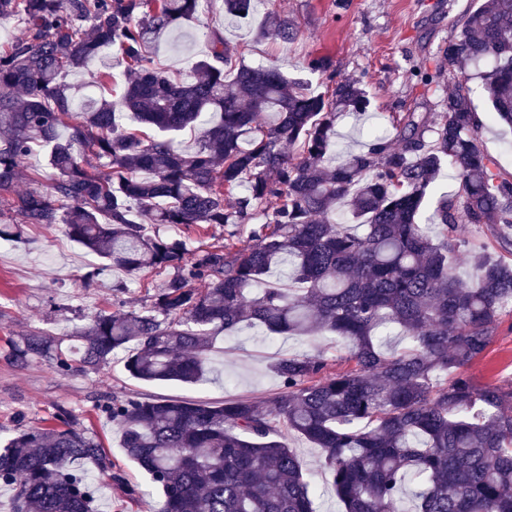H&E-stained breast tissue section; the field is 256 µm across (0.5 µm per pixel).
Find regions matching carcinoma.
Masks as SVG:
<instances>
[{
	"label": "carcinoma",
	"mask_w": 512,
	"mask_h": 512,
	"mask_svg": "<svg viewBox=\"0 0 512 512\" xmlns=\"http://www.w3.org/2000/svg\"><path fill=\"white\" fill-rule=\"evenodd\" d=\"M203 0H0L27 32L0 51V205L21 224H64L69 236L129 274L169 272L140 312L95 314L63 339L31 332L10 344L17 365L46 360L59 373L97 372L119 351L135 379L196 385L221 335L330 332L349 343L332 371L297 354L273 369L284 392L210 405L166 397L96 405L121 432L129 459L160 491L153 512H316L315 488L288 434L320 450L339 512H512V390L475 385L462 369L487 350L512 313V262L470 249L476 270L457 274L453 230L512 228V180L492 169L468 94L467 69L512 129V0L467 12L440 48L461 80L443 111L391 116L394 134L342 151L336 123L367 114L360 80L328 76L327 93L272 66L234 58L213 34L185 79L155 66L149 48L194 20ZM257 0H224L246 19ZM256 38L296 35L269 12ZM127 65L118 99L77 112L66 78L104 48ZM443 74L412 70L428 86ZM196 135L189 151L176 136ZM51 174L15 190L33 146ZM458 194H443L421 223L443 167ZM238 193L235 204L226 197ZM148 224L187 229L249 224L246 243L191 249ZM286 280L270 282L274 269ZM201 279L206 287H193ZM399 331L407 344L383 348ZM34 428L0 441V483L10 512H93L94 467L124 498L142 496L99 438L74 427Z\"/></svg>",
	"instance_id": "carcinoma-1"
}]
</instances>
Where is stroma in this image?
Returning a JSON list of instances; mask_svg holds the SVG:
<instances>
[{"instance_id": "stroma-1", "label": "stroma", "mask_w": 512, "mask_h": 512, "mask_svg": "<svg viewBox=\"0 0 512 512\" xmlns=\"http://www.w3.org/2000/svg\"><path fill=\"white\" fill-rule=\"evenodd\" d=\"M485 2L262 0L249 19L238 20L225 16L223 0H209L197 20L153 48L152 57L159 67L189 74L209 35L217 32L245 63L274 65L291 75L303 74L310 58H327L337 76L361 79L374 101V112L363 117L347 114L337 123L341 146L356 150L367 142L373 128L387 127L391 114L442 111L443 99L459 78L456 67H445L439 85L432 87L412 79L410 71L423 64L434 66L440 48L458 32L466 11ZM271 10L295 22V39L255 40V28ZM97 264L96 255L70 239L61 224L27 225L11 250L0 253V438L43 427L59 410L70 412L77 428L97 434L112 461L144 492L139 503H127L120 489L100 482V512H150L158 492L124 454L118 428L98 416L97 403L149 395L215 404L240 397L266 400L282 390L272 369L277 360L310 353L333 366L348 352L346 341L334 335L264 339L258 330L247 329L217 340L210 354L211 371L202 385L140 382L128 376L119 354L103 370L86 374L61 375L40 361L24 367L11 364L5 357L9 340L29 331L63 336L96 312H138L147 306L150 290L137 275L107 271L84 285L85 274ZM119 283L125 291L116 297L112 287ZM466 373L479 385L512 388V316L502 319L486 353ZM288 443L317 489V512H336L338 505L319 449L295 435Z\"/></svg>"}]
</instances>
